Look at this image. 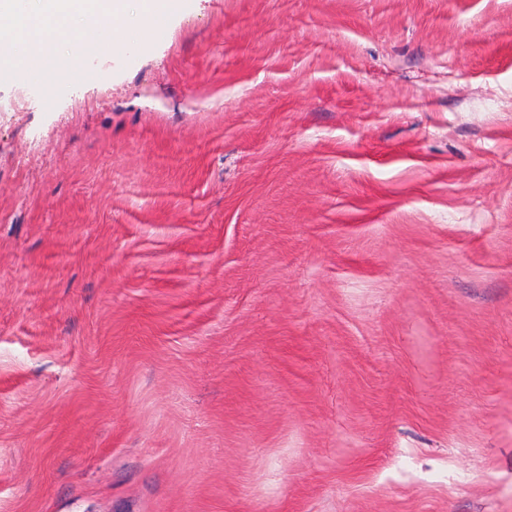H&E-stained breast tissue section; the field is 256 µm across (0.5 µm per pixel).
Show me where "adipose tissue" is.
Segmentation results:
<instances>
[{"instance_id":"1","label":"adipose tissue","mask_w":512,"mask_h":512,"mask_svg":"<svg viewBox=\"0 0 512 512\" xmlns=\"http://www.w3.org/2000/svg\"><path fill=\"white\" fill-rule=\"evenodd\" d=\"M14 0H0V17L12 18L10 27H0V41L22 40L34 50L58 54L70 44L78 28L101 25L124 15L129 0H23L14 11Z\"/></svg>"}]
</instances>
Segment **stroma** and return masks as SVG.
Listing matches in <instances>:
<instances>
[{
	"label": "stroma",
	"instance_id": "obj_1",
	"mask_svg": "<svg viewBox=\"0 0 512 512\" xmlns=\"http://www.w3.org/2000/svg\"><path fill=\"white\" fill-rule=\"evenodd\" d=\"M167 25L0 81V512H512V0Z\"/></svg>",
	"mask_w": 512,
	"mask_h": 512
}]
</instances>
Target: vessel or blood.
Segmentation results:
<instances>
[{
	"label": "vessel or blood",
	"instance_id": "obj_1",
	"mask_svg": "<svg viewBox=\"0 0 512 512\" xmlns=\"http://www.w3.org/2000/svg\"><path fill=\"white\" fill-rule=\"evenodd\" d=\"M0 57L6 58V66H0V79L7 78L24 84L47 87L55 85L60 77L78 80L80 74L72 70L68 63L51 56L29 53L27 46L20 41H13L0 47ZM21 58V65H12V58Z\"/></svg>",
	"mask_w": 512,
	"mask_h": 512
}]
</instances>
